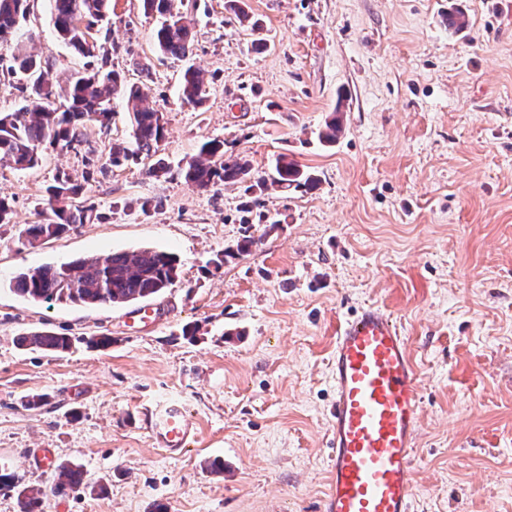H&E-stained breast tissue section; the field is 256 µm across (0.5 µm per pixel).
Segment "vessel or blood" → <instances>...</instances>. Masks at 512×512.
I'll return each mask as SVG.
<instances>
[{"mask_svg":"<svg viewBox=\"0 0 512 512\" xmlns=\"http://www.w3.org/2000/svg\"><path fill=\"white\" fill-rule=\"evenodd\" d=\"M329 380L323 512H411L420 396L408 340L385 308L365 305L340 325ZM140 419L172 455L197 436L194 417L177 405Z\"/></svg>","mask_w":512,"mask_h":512,"instance_id":"vessel-or-blood-1","label":"vessel or blood"}]
</instances>
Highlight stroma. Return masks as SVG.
<instances>
[{
  "instance_id": "stroma-1",
  "label": "stroma",
  "mask_w": 512,
  "mask_h": 512,
  "mask_svg": "<svg viewBox=\"0 0 512 512\" xmlns=\"http://www.w3.org/2000/svg\"><path fill=\"white\" fill-rule=\"evenodd\" d=\"M246 3L266 48L228 24L224 0L188 11L210 83L197 108L179 95L182 63L157 51L156 15L112 0V63L147 82L145 106L163 113L169 175L110 164L112 142L130 134L119 100L110 128L89 133L94 173L84 151L50 146L36 169H0L13 210L0 224V465L36 488L55 478L38 449L83 465L85 487L46 497L41 512H321L332 343L339 322L375 303L408 336L417 372L412 512H512V0ZM51 13V0H29L21 30L62 81L85 60ZM333 113L342 132L326 147L318 132ZM210 138L259 173L288 155L320 185L198 190L176 169ZM60 171L87 179L95 220L21 247ZM247 236L248 254L214 268ZM138 248L179 260L176 282L145 303L49 305L12 289L29 268ZM43 328L74 348L17 345ZM33 396L44 404L26 407ZM171 404L198 425L178 456L138 422ZM216 458L223 473L209 468Z\"/></svg>"
}]
</instances>
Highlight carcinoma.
Listing matches in <instances>:
<instances>
[{"mask_svg":"<svg viewBox=\"0 0 512 512\" xmlns=\"http://www.w3.org/2000/svg\"><path fill=\"white\" fill-rule=\"evenodd\" d=\"M27 0H0V45L12 47L7 72L26 79L22 87L25 104L11 112L0 113V167L14 170L32 169L39 162V148L44 145L73 148L88 137L95 126L107 129L115 112L112 100L126 101L131 126V145L114 143L110 162L119 167L129 160L150 159L147 174L159 177L170 172L163 159L157 157L165 138V119L161 112L141 106L146 84H128L123 71L110 66L112 47L110 31L92 36L95 26L112 8V0H52L53 27L65 43L85 58L99 61L96 67L71 74L64 85L55 87L49 78L50 64L28 52L21 40V21L26 16ZM147 12L162 18L156 30V47L165 56L187 63L181 82V96L200 107L207 99L209 82L202 70L190 63L194 56V37L187 17L175 0H143ZM230 20L259 29L246 9L245 0H226ZM341 131L336 117L325 122L319 133L328 145L336 143ZM184 180L200 190L218 183L241 184L248 193H263L275 186L284 192L304 188L313 190L319 178L281 154L271 172L255 173L251 165L224 151L217 139L203 142L198 151L180 167ZM50 213L44 222L25 231L21 245L33 246L43 239L62 234L72 224H85L93 219V207L75 203L85 194V184L59 172L47 187ZM255 239L246 237L234 249L224 250L221 266L228 259L248 253ZM178 278V259L166 251L134 249L112 254L101 260L79 258L53 266H43L18 273L14 289L33 301L71 303L88 306H111L154 297ZM19 346L59 354L72 347L70 337L48 330L30 332L17 338ZM84 485L80 464L66 461L55 466V482L50 492L63 494ZM0 489L15 492L19 512H38L44 489L22 487L8 468L0 467Z\"/></svg>","mask_w":512,"mask_h":512,"instance_id":"cac0c4a2","label":"carcinoma"}]
</instances>
